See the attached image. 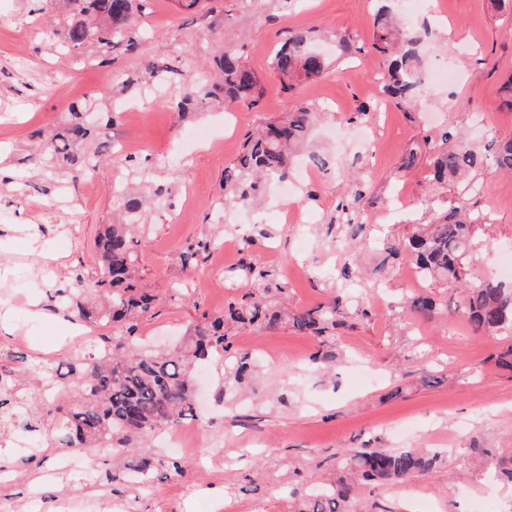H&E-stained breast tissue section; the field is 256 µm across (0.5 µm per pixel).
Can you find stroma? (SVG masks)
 <instances>
[{
	"mask_svg": "<svg viewBox=\"0 0 512 512\" xmlns=\"http://www.w3.org/2000/svg\"><path fill=\"white\" fill-rule=\"evenodd\" d=\"M56 12L53 2L0 0V166L9 171L0 180V264L7 268L0 276V315L11 324L9 333L0 332V353L26 356L27 391L41 387L37 366L52 369L86 352L84 343L70 339L69 317L51 308L50 295L74 266L96 275L94 239L113 221V163L76 180L66 166L36 160L44 131L68 118L75 101L92 102L99 111L90 146L125 137L141 151L154 184L167 190L135 246V276L156 297L134 330L137 338L173 347L188 328L251 290L240 271L244 264L285 279L282 303L290 309L339 295L350 316L331 338L337 362L330 376L311 364L318 338L287 324L273 332L231 329L233 350L263 351L259 371L239 400H225L219 409L224 361L210 364L200 378L201 407L183 421L199 453L176 470L175 454L158 451L151 492L114 476L104 451L87 454L94 482L78 471L56 474L57 438L50 427L36 463L54 480L0 482V498L10 499L15 512H28L35 494L43 512H55L58 498L89 504L91 512H209L223 497L233 512H293L289 467L328 477L352 448H427L447 455V465L396 485H364L353 512H512V485L493 477L512 465V374L497 364L512 335L473 334L462 312L464 294L453 285L431 286L435 317L411 318L405 302L420 288L403 260L395 261L379 291L356 268L342 279L351 260L335 240L349 232L331 223L351 175L368 186L361 242L397 239L412 225L433 223L448 206L447 190L429 181L445 135L482 146L512 135V112L501 109L499 97L512 75V19L494 0H436L432 7L418 0L409 27L420 35L428 65L453 66L458 79L451 86L424 84L405 105L382 98L370 83L385 69L372 46V0H202L190 11L176 0H144L135 14L141 47L134 53L94 41L69 54L56 49L40 34ZM300 31L311 34L327 69L288 93L268 71L275 50ZM341 39L350 42V53L337 51ZM224 44L260 77L257 106L213 100L182 119L174 83L158 97L136 87L104 94L141 74L150 58L209 84L208 65ZM127 104L141 106L139 120L125 116ZM299 105L320 114L301 160L325 154L335 159V170L305 179L296 167L294 196L270 190L252 208L225 206L224 169L238 158L246 133ZM475 115L484 126L472 123ZM411 154L416 163L404 169ZM479 182L470 204L491 213L492 222L473 241L468 264L474 281L492 274L504 250L512 251V175L489 166ZM220 207L227 216L217 224L209 214ZM232 235L237 243L224 248ZM197 242L205 249L196 265L186 266L183 253ZM187 282L195 290H184ZM36 306L41 316H32ZM22 333L29 341L20 348L15 338Z\"/></svg>",
	"mask_w": 512,
	"mask_h": 512,
	"instance_id": "stroma-1",
	"label": "stroma"
}]
</instances>
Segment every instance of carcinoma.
Segmentation results:
<instances>
[{"label": "carcinoma", "instance_id": "carcinoma-1", "mask_svg": "<svg viewBox=\"0 0 512 512\" xmlns=\"http://www.w3.org/2000/svg\"><path fill=\"white\" fill-rule=\"evenodd\" d=\"M68 4L72 7L71 15L62 27L53 26L46 31L48 40H58L69 51L79 50L91 40L107 47L121 41L128 51L138 48V39L131 29L133 14L140 8L137 0H68ZM373 25V46L389 57L381 92L410 103L424 80L417 39L392 23L390 8L386 6L375 15ZM214 63L221 80L207 92L184 89L182 109L195 108L210 96L231 103L257 104L259 79L236 51L219 47ZM325 66L323 55L311 45V38L297 33L275 52L270 74L279 81L281 89L293 90L300 82L320 76ZM173 75H180V71L152 63L136 78V83L142 86L152 79L166 82ZM316 117L312 108L300 106L246 134L237 163L224 170V199L247 206L252 201L250 190L269 181L286 179L290 156L304 143ZM93 132L90 107L72 104L69 121L45 136L41 149L44 163L67 162L80 175L95 170L97 158L106 154L107 146L98 147L95 155L79 157L72 153V148L90 139ZM490 164L498 171L512 174V136L493 143L486 153L462 137L439 152L432 164L433 180L438 184L457 181L463 189L452 197L445 215L432 224L417 227L399 245L386 248V252L390 258L408 260L419 276L432 285L451 282L463 286L464 316L471 331L477 336L493 337L512 333V285L493 278L470 284L464 273L475 227L489 223L488 215L472 211L467 194L475 184L476 173ZM128 178L129 175H123L114 188L115 197L120 200L122 222L105 225L94 240L100 273L89 279L75 269L70 281L52 295L75 320L117 323L124 327V332L108 337L102 349H93L69 364V372L80 389V399L69 408L55 407L28 393L19 395L22 380L13 368L0 370V408L21 418L18 430L27 439L41 434L42 413H55L56 424L63 432L59 440L63 448L104 447L113 457L122 458L137 441L143 451L124 468L149 475L156 465L154 453L147 450L149 442L157 432L173 428L193 415L195 366L219 352H230L226 330L229 322L248 323L266 331L289 323L299 332L323 336L344 324L348 311L341 297L336 296L290 314L288 309L282 310L269 301L272 296L286 294L288 284L268 269L249 265L243 271L248 279L264 285L262 293L248 292L230 302L224 314L194 325L189 336L172 352L130 348L135 321L150 312L153 302V296L138 286L134 276L136 232L146 225L152 209L147 200L126 191ZM435 309L434 299L426 295L414 297L409 306L413 314L428 319ZM224 363L226 390L232 389L234 383H242L257 366L250 352L229 356ZM443 462L441 455L419 450L352 449L338 462L345 475L330 482L313 479L307 485L299 480L289 487V495L296 502V512H348V506L356 499L358 483L399 484Z\"/></svg>", "mask_w": 512, "mask_h": 512}]
</instances>
